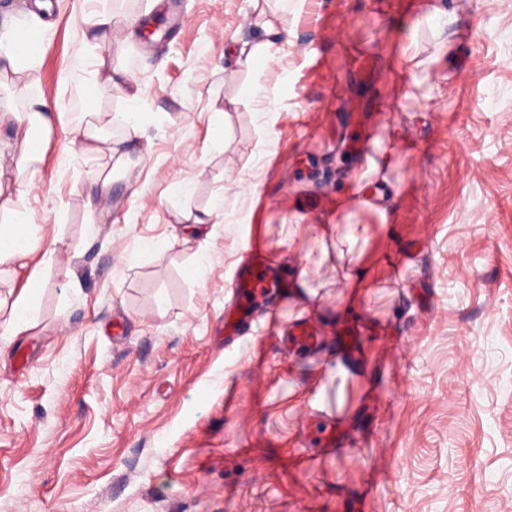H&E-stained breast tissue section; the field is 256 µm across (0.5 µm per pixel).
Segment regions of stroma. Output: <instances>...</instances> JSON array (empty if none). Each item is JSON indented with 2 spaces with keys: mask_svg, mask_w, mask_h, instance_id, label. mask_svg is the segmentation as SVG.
I'll use <instances>...</instances> for the list:
<instances>
[{
  "mask_svg": "<svg viewBox=\"0 0 512 512\" xmlns=\"http://www.w3.org/2000/svg\"><path fill=\"white\" fill-rule=\"evenodd\" d=\"M52 2L23 201L52 260L32 328L0 319V512H512V0ZM271 14L287 42L242 69L227 47ZM130 17L156 39H126ZM115 65L144 135L100 199L84 140L129 134ZM21 150L0 125V196L29 180ZM324 224L372 228L341 319ZM248 244L318 297L276 288L228 337ZM298 320L316 346L287 344ZM114 91L125 101L127 105L126 112H118L113 116V122L122 125H130L139 130L136 122L137 112H134L137 103L140 100L141 89L134 76L128 70L121 67L110 69L108 76ZM288 295L298 304L306 305L316 293L307 288V271L300 269L292 281L288 284Z\"/></svg>",
  "mask_w": 512,
  "mask_h": 512,
  "instance_id": "1",
  "label": "stroma"
}]
</instances>
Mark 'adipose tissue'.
Segmentation results:
<instances>
[{"mask_svg": "<svg viewBox=\"0 0 512 512\" xmlns=\"http://www.w3.org/2000/svg\"><path fill=\"white\" fill-rule=\"evenodd\" d=\"M50 8L49 0H35L32 9L0 25V73L5 76L0 90L27 103L26 110L15 113L14 118L26 127L19 164L31 170L36 169L41 160L39 135L48 123L49 104L38 91L33 75L41 66L39 46L51 28ZM263 29L264 40L245 41L230 47L229 52L239 65L251 68L272 60L280 38L288 33L287 26H276L270 20L264 23ZM31 231L29 214L24 207L16 204L0 207V265L30 255ZM46 265L43 259L30 264L26 281L14 301L8 305L0 302V313H6L12 334L27 330L32 322L36 293Z\"/></svg>", "mask_w": 512, "mask_h": 512, "instance_id": "obj_1", "label": "adipose tissue"}]
</instances>
